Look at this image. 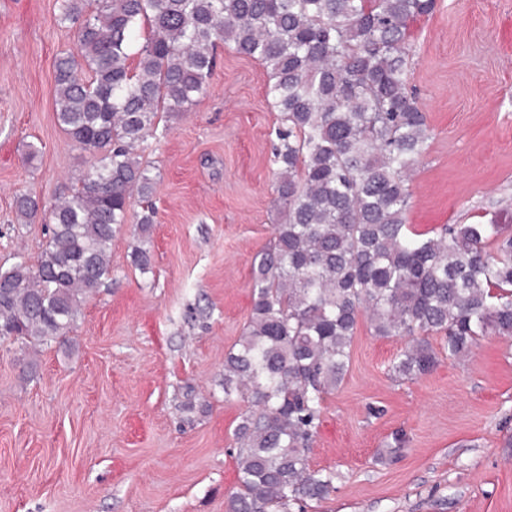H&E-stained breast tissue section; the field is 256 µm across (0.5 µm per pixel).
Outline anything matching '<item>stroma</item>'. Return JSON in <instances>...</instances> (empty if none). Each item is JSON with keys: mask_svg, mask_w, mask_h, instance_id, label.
Returning a JSON list of instances; mask_svg holds the SVG:
<instances>
[{"mask_svg": "<svg viewBox=\"0 0 512 512\" xmlns=\"http://www.w3.org/2000/svg\"><path fill=\"white\" fill-rule=\"evenodd\" d=\"M57 15L56 0H0L2 269L35 263L46 238L42 219L17 221L16 196L52 203L92 162L56 120L55 62L74 46ZM511 22L512 0H437L411 29L409 89L432 138L406 219L425 236L512 230V47L499 40ZM218 55L207 95L144 142L157 221L144 237L117 231L111 275L68 343L0 340V512H225L248 403L225 400L224 356L279 222L280 119L264 67L229 46ZM140 244L145 272L131 261ZM404 345L360 318L309 453L335 489L307 512H512V338L481 337L412 381L388 372Z\"/></svg>", "mask_w": 512, "mask_h": 512, "instance_id": "stroma-1", "label": "stroma"}]
</instances>
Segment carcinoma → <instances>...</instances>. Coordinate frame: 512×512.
<instances>
[{"instance_id":"1","label":"carcinoma","mask_w":512,"mask_h":512,"mask_svg":"<svg viewBox=\"0 0 512 512\" xmlns=\"http://www.w3.org/2000/svg\"><path fill=\"white\" fill-rule=\"evenodd\" d=\"M434 9L435 0H60L58 23L75 42L56 60V118L94 161L47 209L37 262L0 270V339L66 340L83 298L111 273L131 198L141 232L156 222L138 147L161 115L206 95L217 48L231 44L264 66L280 114L282 222L253 264L246 332L224 357V398L249 402L226 512L326 499L336 473L312 468L309 450L361 315L374 335L409 339L388 367L401 379L488 334L512 337V233L448 224L421 238L406 224L409 177L431 139L408 92L410 26ZM39 209L31 194L15 200L23 223Z\"/></svg>"}]
</instances>
